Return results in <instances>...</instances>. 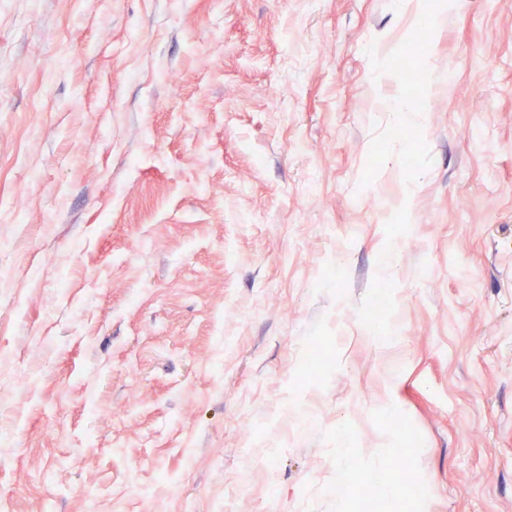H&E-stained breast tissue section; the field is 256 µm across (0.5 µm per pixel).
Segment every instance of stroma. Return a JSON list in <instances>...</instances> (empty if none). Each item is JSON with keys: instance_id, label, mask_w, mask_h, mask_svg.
Masks as SVG:
<instances>
[{"instance_id": "stroma-1", "label": "stroma", "mask_w": 512, "mask_h": 512, "mask_svg": "<svg viewBox=\"0 0 512 512\" xmlns=\"http://www.w3.org/2000/svg\"><path fill=\"white\" fill-rule=\"evenodd\" d=\"M414 20L0 0L9 512H384L346 487L375 466L424 512H512V0L433 28L428 95ZM408 96L420 126L384 106Z\"/></svg>"}]
</instances>
